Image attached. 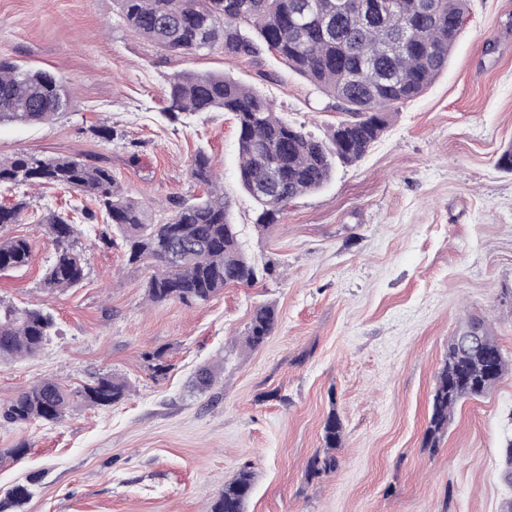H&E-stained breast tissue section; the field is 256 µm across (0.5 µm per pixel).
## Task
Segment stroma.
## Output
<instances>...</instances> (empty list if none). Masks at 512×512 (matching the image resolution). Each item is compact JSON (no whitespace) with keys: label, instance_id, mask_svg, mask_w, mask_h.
<instances>
[{"label":"stroma","instance_id":"stroma-1","mask_svg":"<svg viewBox=\"0 0 512 512\" xmlns=\"http://www.w3.org/2000/svg\"><path fill=\"white\" fill-rule=\"evenodd\" d=\"M0 59L49 70L70 91L49 123L1 125L0 159L103 158L162 216L169 198L193 194L187 169L205 150L245 253L256 267L277 264L207 303L157 305L145 298L151 266L129 264L120 238L101 244L96 219L84 280L49 296L39 282L55 246L37 217L80 199L0 187V204L25 205L0 235L32 247L28 266L0 275V299L48 307L58 324L40 354L0 365V404L43 379L74 389L112 373L132 386L119 404L82 406L55 424L0 422V497L27 484L18 512H205L248 464L247 512H500L512 499L500 475L512 374L461 400L438 447L423 444L451 336L483 320L512 358V169L499 163L512 150V0H470L447 69L266 235L238 181L232 114L171 121L163 108L173 74L214 72L317 135L345 120L336 99L270 53L168 54L118 25L112 0H0ZM103 126L112 139L99 137ZM263 304L279 325L252 350L244 333ZM158 348L163 376L143 357ZM204 366L214 383L202 392ZM332 411L344 425L338 467L311 479ZM20 446L24 457H10Z\"/></svg>","mask_w":512,"mask_h":512}]
</instances>
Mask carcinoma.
<instances>
[{
    "mask_svg": "<svg viewBox=\"0 0 512 512\" xmlns=\"http://www.w3.org/2000/svg\"><path fill=\"white\" fill-rule=\"evenodd\" d=\"M117 21L154 46L175 55L202 50L253 57L263 49L303 75L318 91L338 101L351 119L333 127L324 138L280 118L272 103L226 74L176 73L169 79L164 114L176 121L182 114L230 112L236 120L240 158L239 182L257 205L255 227L269 232L283 218L288 203L325 187L339 164L359 161L387 128L391 111L423 95L448 66L459 39L470 0H395L394 9L367 17L359 11L336 14V0H315L307 23L294 27L290 18L303 0H115ZM413 27V43L390 49ZM67 105L59 78L42 69H23L0 60V124H40ZM189 179L205 187L202 195L170 200L168 215L154 219L151 206L128 195L111 167L69 156L41 158L20 153L0 160V186H42L66 189L94 201L99 214L74 207L87 218L101 216L127 249V261L147 260L153 272L145 286L148 300L203 304L231 285L257 280L256 266L245 256L230 204L224 196L213 158L203 149L188 168ZM24 205H0V227L16 224ZM56 245L42 277L51 294L77 287L87 258L77 248L81 230L64 212L40 217ZM175 254L168 261L160 251ZM31 259L24 238H0V270L19 269ZM279 324L276 308L257 307L246 329L250 349L262 346ZM56 335L53 315L39 307L16 308L0 301V365L34 356ZM156 376L169 370L164 350L144 353ZM512 362L496 337L480 320H472L448 341L444 365L432 392V409L424 446L438 447L457 403L489 392ZM130 391L124 378L104 374L79 389L53 379L21 390L0 406V420L56 423L75 403L110 406ZM323 450L308 461L309 478L336 471V449L343 445V426L331 411L322 428ZM255 474L242 466L211 498L207 512H246ZM30 497L18 484L0 501V512Z\"/></svg>",
    "mask_w": 512,
    "mask_h": 512,
    "instance_id": "obj_1",
    "label": "carcinoma"
}]
</instances>
